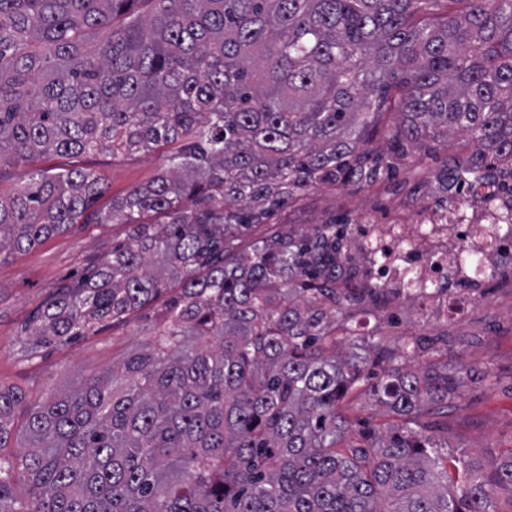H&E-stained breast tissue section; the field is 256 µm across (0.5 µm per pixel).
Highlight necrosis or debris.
I'll return each instance as SVG.
<instances>
[{"label": "necrosis or debris", "mask_w": 512, "mask_h": 512, "mask_svg": "<svg viewBox=\"0 0 512 512\" xmlns=\"http://www.w3.org/2000/svg\"><path fill=\"white\" fill-rule=\"evenodd\" d=\"M347 252L370 306L409 300L458 320L484 289L512 288V198L485 185L435 205L392 203L355 226Z\"/></svg>", "instance_id": "necrosis-or-debris-1"}]
</instances>
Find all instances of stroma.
I'll return each instance as SVG.
<instances>
[{
	"label": "stroma",
	"mask_w": 512,
	"mask_h": 512,
	"mask_svg": "<svg viewBox=\"0 0 512 512\" xmlns=\"http://www.w3.org/2000/svg\"><path fill=\"white\" fill-rule=\"evenodd\" d=\"M461 138L407 160L394 177L370 186L326 188L307 195L268 217L256 234L273 232L283 224L310 226L337 215L357 222L366 207L404 200L418 205L435 196V175L452 156L465 154ZM82 164L105 178L106 196H120L152 180L159 167L156 157L98 154L82 157ZM122 224H89L55 235L23 253L0 262V385L18 386L39 398L48 389L79 387L84 379L111 367L113 359L140 346L156 317L149 308L132 321L125 333L104 330L41 349L34 360L21 351L24 326L40 305L47 288L73 280L86 262L106 258L113 245L124 242ZM359 321L372 331L365 343L383 342L398 348L410 338L435 340L436 352H423L421 361L447 362L449 372L470 369L448 400V411L437 415L447 453L465 464L478 465L492 475L512 452V288H490L475 302L462 323L429 319L414 303L403 302L377 313L358 310Z\"/></svg>",
	"instance_id": "obj_1"
}]
</instances>
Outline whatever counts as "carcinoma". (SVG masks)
Masks as SVG:
<instances>
[{
	"label": "carcinoma",
	"mask_w": 512,
	"mask_h": 512,
	"mask_svg": "<svg viewBox=\"0 0 512 512\" xmlns=\"http://www.w3.org/2000/svg\"><path fill=\"white\" fill-rule=\"evenodd\" d=\"M455 134L473 174L449 166L440 190L512 176V0H0V176L18 171L0 255L127 227L48 290L25 355L164 299L144 343L78 388L0 386V512H495L487 478L422 421L460 376L338 336L346 225L241 245L306 194L381 180ZM120 152L162 167L98 209L104 178L74 159ZM46 155L60 162L34 166ZM360 394L391 421L356 439ZM493 481L512 487V453Z\"/></svg>",
	"instance_id": "cac0c4a2"
}]
</instances>
